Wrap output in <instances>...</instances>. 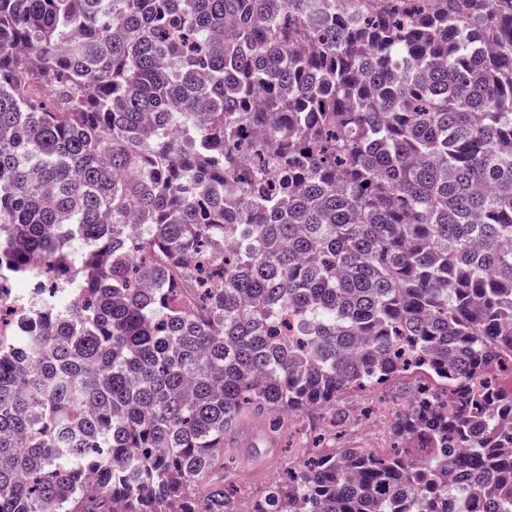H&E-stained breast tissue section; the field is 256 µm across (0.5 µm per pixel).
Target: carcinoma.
<instances>
[{
    "label": "carcinoma",
    "mask_w": 512,
    "mask_h": 512,
    "mask_svg": "<svg viewBox=\"0 0 512 512\" xmlns=\"http://www.w3.org/2000/svg\"><path fill=\"white\" fill-rule=\"evenodd\" d=\"M0 512H512L501 0H0ZM418 376L246 499L247 420ZM0 294V310L2 319L0 322V334L2 336H15L19 328L25 326L26 319L30 315L29 309L16 302L11 288Z\"/></svg>",
    "instance_id": "carcinoma-1"
}]
</instances>
